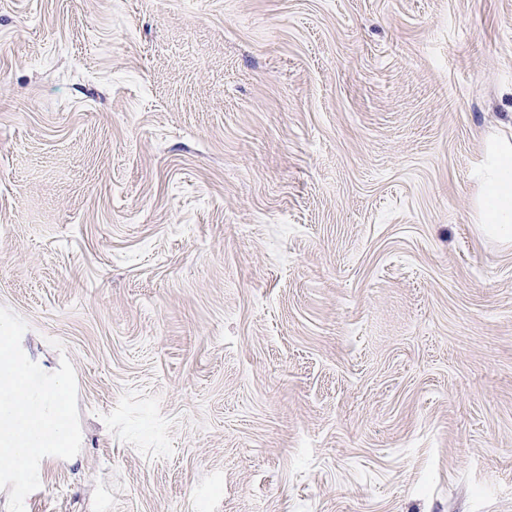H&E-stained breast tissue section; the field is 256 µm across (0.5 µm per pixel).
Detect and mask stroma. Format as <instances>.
<instances>
[{
  "label": "stroma",
  "mask_w": 512,
  "mask_h": 512,
  "mask_svg": "<svg viewBox=\"0 0 512 512\" xmlns=\"http://www.w3.org/2000/svg\"><path fill=\"white\" fill-rule=\"evenodd\" d=\"M505 143L512 0H0L26 512H512ZM483 193L478 209L483 229L510 240L512 234V146H498L481 173Z\"/></svg>",
  "instance_id": "1"
}]
</instances>
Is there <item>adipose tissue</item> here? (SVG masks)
Segmentation results:
<instances>
[{
	"instance_id": "obj_1",
	"label": "adipose tissue",
	"mask_w": 512,
	"mask_h": 512,
	"mask_svg": "<svg viewBox=\"0 0 512 512\" xmlns=\"http://www.w3.org/2000/svg\"><path fill=\"white\" fill-rule=\"evenodd\" d=\"M483 193L478 209L486 232L512 237V146L492 149L481 174Z\"/></svg>"
}]
</instances>
